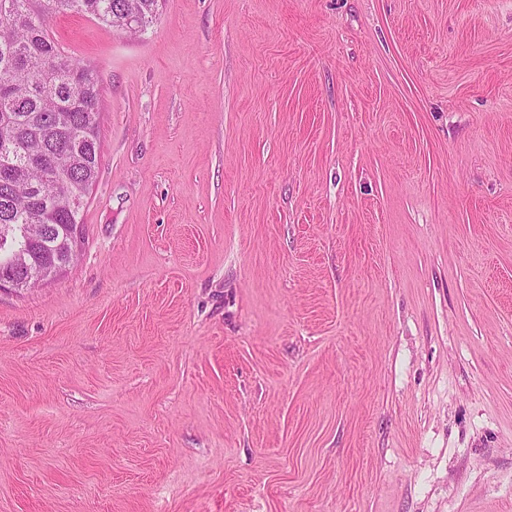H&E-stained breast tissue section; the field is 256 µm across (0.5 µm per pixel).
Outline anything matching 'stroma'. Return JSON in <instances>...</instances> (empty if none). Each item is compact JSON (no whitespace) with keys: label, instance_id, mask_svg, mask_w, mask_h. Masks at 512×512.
<instances>
[{"label":"stroma","instance_id":"obj_1","mask_svg":"<svg viewBox=\"0 0 512 512\" xmlns=\"http://www.w3.org/2000/svg\"><path fill=\"white\" fill-rule=\"evenodd\" d=\"M62 277L0 291V512H512V0H161Z\"/></svg>","mask_w":512,"mask_h":512}]
</instances>
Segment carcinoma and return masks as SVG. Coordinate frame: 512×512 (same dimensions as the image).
Wrapping results in <instances>:
<instances>
[{"mask_svg":"<svg viewBox=\"0 0 512 512\" xmlns=\"http://www.w3.org/2000/svg\"><path fill=\"white\" fill-rule=\"evenodd\" d=\"M132 5L153 23L159 0H0V233L44 224L55 239L16 235L0 256L18 251L34 272L73 262L68 231L99 169L100 72L65 53L50 20L76 14L118 29Z\"/></svg>","mask_w":512,"mask_h":512,"instance_id":"obj_1","label":"carcinoma"}]
</instances>
